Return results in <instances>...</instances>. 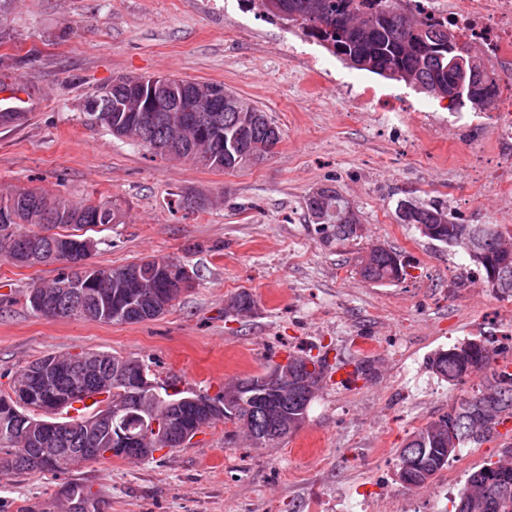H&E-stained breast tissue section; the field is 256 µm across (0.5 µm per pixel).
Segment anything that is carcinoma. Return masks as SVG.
Returning <instances> with one entry per match:
<instances>
[{"mask_svg": "<svg viewBox=\"0 0 512 512\" xmlns=\"http://www.w3.org/2000/svg\"><path fill=\"white\" fill-rule=\"evenodd\" d=\"M267 0H260L263 10L275 18L288 13V5L298 6V15L292 19L304 36L322 47L327 43L342 41V44L364 56L369 64L362 70L384 76V71L397 68L412 80L422 83V90L435 95L430 86L434 85L442 71L448 67V53L438 51L437 44L448 36L459 35L448 23L435 18H412L404 10L403 0H279L280 11L265 6ZM354 8L369 14V23L359 32L340 39L336 33L337 18ZM138 109L137 102L125 96H116L106 105L98 107V125L110 133H115L117 122H126L128 112ZM239 112H258L263 121L251 132L250 138L256 143L270 146L267 153L280 142V127L250 101L235 96L231 105L224 107L222 127L216 139L209 142L194 143L189 147L186 135L175 130L169 124L161 122L148 132L133 131L125 138L148 147L149 138L158 137L181 144L172 157L183 160L197 168L209 170L234 171L252 162L249 154L238 152L227 156L224 151V139L233 132V120ZM348 202L332 187H321L308 194L306 208L310 215L324 216V223L335 225L336 245L343 246L358 238L356 232L343 222L342 214ZM0 257L13 260L15 253L36 240L50 245L42 233L55 230L59 239H77V232L84 228L120 223L119 209L108 200L86 199L74 201L63 195H48L37 190L19 189L6 195H0ZM413 223L425 225L427 232L423 236L450 248L460 230L469 228L479 233L477 252L462 251L476 267L482 269L485 278H490L491 266H496L498 288L496 292L512 297V230L503 231L497 224L458 223L449 216L448 206L442 203H417V212ZM35 226L39 231H27L25 227ZM58 228H67L68 234L56 232ZM368 257H359L360 274L374 284L385 285L398 282L406 275V263L400 254L390 248H369ZM60 264L56 277L49 282L35 284L31 291H52L58 278L71 272V266L65 256L56 258ZM185 267L177 259L168 257H146L122 267L106 269L95 267L101 276L95 284L97 288L112 287V279L129 271H139L141 277H149L151 288H162L169 293L174 302L183 289L171 287L167 276H158L161 269L174 273ZM149 304V298L143 296L135 307L118 316L98 315L97 300L89 294L83 298L81 307L84 313L80 319L100 323L137 324L145 321L138 309ZM256 306L253 296L242 291L230 299V307L249 312ZM497 351L483 341L469 340L446 350L435 353L429 359V369L438 378L454 385L471 374H478L481 380L470 394L460 397L451 404L447 412L426 422L415 429L406 439L398 452L397 474L399 484L408 491L427 485L442 470L448 468L458 452L471 445L481 444L499 434L498 427L512 422V373L494 367ZM90 367L72 365L73 355L51 356L49 360L57 364L56 375L50 381L47 393L61 394L73 387L90 383L106 374L113 364L123 360L129 364L142 365L144 361L137 357L114 355L105 351H89ZM313 363V371L293 372V378L304 377L322 386L326 373V361L323 358L307 356ZM261 376H244L236 380V392L242 403L236 406V412H224V392L210 397L205 394L198 398L210 402L211 416L204 426L211 427L219 421L230 422L248 436L260 434L271 437V445L296 433L303 427L308 417L310 405L306 404V391L290 383L286 389H266L259 387ZM81 403L83 407L73 408ZM100 402L91 404L75 398L67 408L75 409L76 415L63 420L59 432L45 439L17 429L13 432L0 430V467L18 474L48 472L55 476L70 472L68 468L34 466L18 457L20 448H58L62 458L68 453L85 449L90 460L97 457L92 449L98 443L90 435L85 423L94 417ZM138 397L133 391L126 390L125 406L131 418L127 421L130 433L137 435L141 431L138 420L132 417L136 412ZM454 512H512V445L501 449L498 460L487 463L467 474L464 484L454 497Z\"/></svg>", "mask_w": 512, "mask_h": 512, "instance_id": "carcinoma-1", "label": "carcinoma"}]
</instances>
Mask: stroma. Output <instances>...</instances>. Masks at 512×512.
Returning <instances> with one entry per match:
<instances>
[{
  "mask_svg": "<svg viewBox=\"0 0 512 512\" xmlns=\"http://www.w3.org/2000/svg\"><path fill=\"white\" fill-rule=\"evenodd\" d=\"M148 75L224 84L267 112L282 139L263 163L216 172L87 121L88 96L117 77ZM17 79L43 105L0 124V192L112 201L122 221L93 231L92 263L174 258L193 286L148 322L56 319L27 303L55 266L0 258L1 393L26 362L89 350L142 359L157 384L211 396L291 353L347 371L366 356L376 375L327 379L304 426L274 448L220 422L145 461L88 463L61 476L5 472L0 512H58L70 486L91 491L97 512H452L467 474L512 442L511 432L462 449L418 491L396 481L409 434L479 382L473 374L448 385L428 359L471 339L496 344L512 328V298L469 288L462 254L395 217L400 199L453 196L464 223L512 225V194L479 185L496 157L483 120L459 143L446 100L350 67L252 0H13L0 17V85ZM350 95L369 107L345 111ZM389 97L409 107L394 127L372 108ZM321 186L361 216L344 249L306 211ZM372 243L407 257L404 280L359 275L357 256ZM244 290L255 309L226 315V300Z\"/></svg>",
  "mask_w": 512,
  "mask_h": 512,
  "instance_id": "1",
  "label": "stroma"
}]
</instances>
